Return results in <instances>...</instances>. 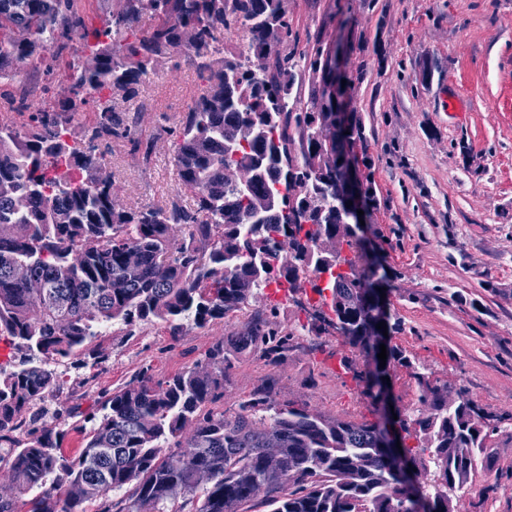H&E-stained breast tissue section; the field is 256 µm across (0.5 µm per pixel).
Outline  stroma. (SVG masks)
<instances>
[{
    "mask_svg": "<svg viewBox=\"0 0 512 512\" xmlns=\"http://www.w3.org/2000/svg\"><path fill=\"white\" fill-rule=\"evenodd\" d=\"M301 38L348 42L346 72L354 107L376 158L383 203L372 215L368 246L387 272L391 314L403 329L391 343L410 357L394 365L390 388L408 422L421 413L414 372L465 390L485 413L512 414V0H288ZM366 63L365 77L356 66ZM435 67L430 84L416 75ZM200 82L182 63L147 81L136 134L155 138L150 161L113 145L107 155L120 202L157 203L178 187L163 121L191 106ZM305 294L261 291L248 310L170 335L164 323L127 331L113 324L102 339L94 377L68 370L65 391L82 406L129 383L142 366L169 375L202 360L215 338L241 332L250 312L275 305L278 321L298 330ZM362 363L343 337L303 336L287 359L239 356L224 384L228 401L247 398L261 379L277 381V398L354 421L375 420L376 406L339 366ZM494 470L450 493L463 512H512V435L496 437Z\"/></svg>",
    "mask_w": 512,
    "mask_h": 512,
    "instance_id": "35a3bbf8",
    "label": "stroma"
}]
</instances>
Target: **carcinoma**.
Returning a JSON list of instances; mask_svg holds the SVG:
<instances>
[{
    "label": "carcinoma",
    "mask_w": 512,
    "mask_h": 512,
    "mask_svg": "<svg viewBox=\"0 0 512 512\" xmlns=\"http://www.w3.org/2000/svg\"><path fill=\"white\" fill-rule=\"evenodd\" d=\"M99 25L82 0H0V82L19 65L62 87L34 105L0 92L19 120L0 123V469L10 485L0 512H247L251 489L266 486L271 512H413L385 451L377 422H356L277 401L262 380L252 394L224 405V382L237 355L260 352L277 363L296 334L277 324V307L257 310L245 331L215 341L202 361L159 376L150 366L104 393L87 412L48 402L64 373L97 360L101 329L161 321L171 335L249 305L271 285L294 293L309 285L318 314L300 326L309 336H343L380 366L361 300L375 273L346 228L347 254L322 248L343 217L346 149L367 146L356 109L336 102V66L322 45L299 43L288 0H104ZM152 20L149 30L143 19ZM242 29L233 49L224 34ZM186 59L203 88L187 112L163 131L173 138L179 184L193 194L128 208L113 193L106 154L121 143L149 160L154 140L135 137L139 96L161 67ZM310 83L302 103L303 76ZM350 112L347 126L336 113ZM89 112L76 134L72 118ZM358 192L364 216L380 208L375 161L364 151ZM251 173L249 187L229 171ZM288 241L277 264L276 244ZM140 254L129 268L125 253ZM25 266L39 284L15 281ZM359 385L374 386L369 367L342 361ZM418 402L435 410L416 420L418 444L400 453L414 470L434 465L424 512H461L448 490L483 468L484 451L504 428L448 386L415 376ZM83 434L75 457L61 448L67 429ZM281 449L273 459L266 449ZM205 470L209 482L197 481Z\"/></svg>",
    "instance_id": "obj_1"
}]
</instances>
